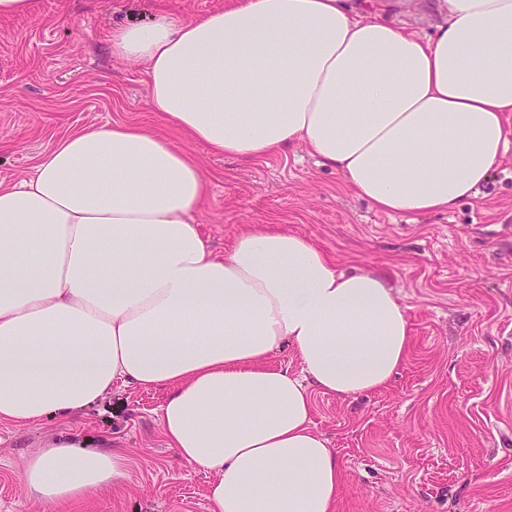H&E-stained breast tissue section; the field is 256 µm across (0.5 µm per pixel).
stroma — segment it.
I'll return each mask as SVG.
<instances>
[{
  "instance_id": "35a3bbf8",
  "label": "stroma",
  "mask_w": 512,
  "mask_h": 512,
  "mask_svg": "<svg viewBox=\"0 0 512 512\" xmlns=\"http://www.w3.org/2000/svg\"><path fill=\"white\" fill-rule=\"evenodd\" d=\"M222 0H33L0 20V181L23 177L62 136L112 122L161 128L142 64L113 55V26ZM211 182L201 229L216 252L244 227L312 239L340 267L382 270L412 326L387 387L313 392V426L345 482L337 512H512V154L473 198L423 217L378 211L300 146L253 162L170 133ZM164 390L115 383L74 418L0 424V512H45L22 474L47 439L121 448L127 483L71 512H209L206 474L160 436Z\"/></svg>"
}]
</instances>
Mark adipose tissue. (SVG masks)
<instances>
[{"label": "adipose tissue", "mask_w": 512, "mask_h": 512, "mask_svg": "<svg viewBox=\"0 0 512 512\" xmlns=\"http://www.w3.org/2000/svg\"><path fill=\"white\" fill-rule=\"evenodd\" d=\"M445 3L429 36L349 0H229L109 42L145 65L164 124L211 153L302 145L373 208L423 216L476 196L512 151V0ZM209 190L168 137L121 122L0 183V423L79 415L119 381L162 388V439L209 475L210 512H335L343 471L312 393L386 386L408 314L382 272L338 270L299 234L252 228L214 254ZM286 347L299 372L270 364ZM128 477L124 450L57 438L22 483L62 512Z\"/></svg>", "instance_id": "1"}]
</instances>
